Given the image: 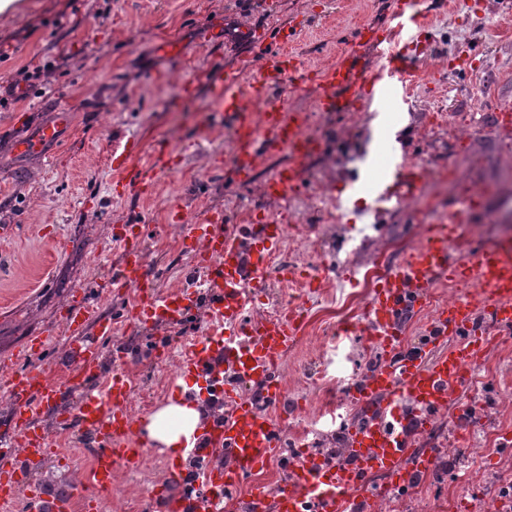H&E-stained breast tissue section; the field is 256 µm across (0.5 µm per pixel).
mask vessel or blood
<instances>
[{
	"mask_svg": "<svg viewBox=\"0 0 512 512\" xmlns=\"http://www.w3.org/2000/svg\"><path fill=\"white\" fill-rule=\"evenodd\" d=\"M304 27V20L295 19L272 34L243 31L257 67L231 75L218 69L207 79L213 108L223 113L230 129L231 165L239 181L251 179L259 154L288 153V164L261 186L271 199H288L304 187L306 163L320 149L308 131V111L288 108L277 93L283 80L302 68L291 47ZM426 28L420 0H397L388 27L358 26L350 46L311 83L316 110L377 112L386 100L407 99L412 73L407 55L396 45L424 35ZM370 48L378 52L380 66H372L366 57ZM52 112L51 120L16 143L15 154L40 155L58 141L70 122V110L58 102ZM136 150L130 140L112 154V168L121 174L112 184L113 197H125L133 187L151 196L159 174L175 170L168 145L158 144L146 163L133 167L129 159ZM391 175V184L373 195L368 208L373 217H381L386 205L416 200L427 177L425 170L402 164L394 165ZM475 205L469 196L463 209L439 214L424 240L373 289L365 322L348 329L349 334L369 337L384 355L383 364L364 372L349 389L350 402L361 412L360 421L348 429L352 462L325 465L308 457L275 489L257 476L282 446V426L271 412L285 395L275 367L279 357L299 343L304 310L291 303L279 316L256 318L248 306L255 291L269 281L268 258L281 245L280 225L267 219L228 224L222 214H205L187 235L190 277L163 293L146 269L141 247L145 226L115 225L112 241L122 256L112 285L136 289L139 295L127 320L174 328L185 323L200 302H207V336L186 346L169 384L176 391L185 382L198 385L202 398L217 397L226 407L172 454L171 472L179 484L195 483L196 496L152 490V512H235L242 501L250 512H360L373 496L375 476L412 478L417 462L427 459L412 445L413 430L424 429L435 414L452 408L472 411L465 397L473 367L491 345L487 327L512 329V239L459 257L450 250L462 235L465 214ZM447 279L473 282L476 290L437 311L425 342L405 347L404 316L425 311L435 286ZM63 319L69 373L62 382L52 381L40 368L16 370L11 361H0V392L9 398L8 425L0 431V501H15L28 466L47 455L51 439L45 418L53 412L88 437L92 468L87 482L72 485L67 501L33 492L25 512H66L73 503L94 512L117 472L135 466L153 449L141 434V419L129 412L132 381L125 354L115 353L109 376L100 374L101 342L112 335L111 318L80 295L67 306ZM252 384L261 400L245 394Z\"/></svg>",
	"mask_w": 512,
	"mask_h": 512,
	"instance_id": "vessel-or-blood-1",
	"label": "vessel or blood"
}]
</instances>
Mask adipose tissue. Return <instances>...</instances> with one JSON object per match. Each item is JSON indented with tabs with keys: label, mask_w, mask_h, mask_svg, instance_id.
Returning a JSON list of instances; mask_svg holds the SVG:
<instances>
[{
	"label": "adipose tissue",
	"mask_w": 512,
	"mask_h": 512,
	"mask_svg": "<svg viewBox=\"0 0 512 512\" xmlns=\"http://www.w3.org/2000/svg\"><path fill=\"white\" fill-rule=\"evenodd\" d=\"M211 413V408L196 401H173L148 415L146 430L157 444L175 449L179 447L182 439L190 437Z\"/></svg>",
	"instance_id": "1"
}]
</instances>
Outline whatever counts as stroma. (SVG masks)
<instances>
[{"label": "stroma", "mask_w": 512, "mask_h": 512, "mask_svg": "<svg viewBox=\"0 0 512 512\" xmlns=\"http://www.w3.org/2000/svg\"><path fill=\"white\" fill-rule=\"evenodd\" d=\"M0 14V359L33 363L59 379L66 362L61 313L76 290H84L102 313L117 315L136 299L134 291L109 287L99 261L119 263L112 227L140 222L149 233L143 249L159 289L178 286L191 265L181 248L188 225L218 211L228 224L258 219L295 224L272 267V285L257 293L254 309L284 305L288 278L321 275L324 286L305 297L308 322L300 344L278 360L287 383L273 413L286 421L289 446L318 450L344 434L358 410L343 397L346 386L379 361L362 336H341L340 323L364 320L372 291L363 272L397 266L420 239L413 213L433 218L480 192L481 211L470 222L463 252L512 238V123L497 113L512 104V0H422L428 15L431 56L416 61L412 95L401 114L363 113L361 125L346 116H316L320 151L307 169L303 190L285 200L265 197L260 184L288 154L263 156L249 182L235 178L223 113L214 111L206 73L250 65L239 45L224 41L225 25L275 30L295 18L307 21L293 49L308 79L335 63L362 23L385 26L396 0H19ZM29 68L32 77L19 71ZM194 94H186V84ZM64 101L71 124L47 156L18 157L14 143L50 119L51 104ZM466 118L476 132L457 138L449 116ZM211 135L199 140L198 130ZM381 133L406 154L429 156L434 177L421 197L373 220L362 206L336 211L361 175L358 154L369 133ZM137 140L143 152L166 141L178 155L174 174L158 179L154 193L113 199L115 148ZM185 222L169 223L172 207ZM339 223L341 235L320 236V224ZM372 225L364 233V225ZM207 306L175 328H139L118 322L105 342L102 375L113 353L133 354L128 372L134 397L148 406L168 402V374L150 354L159 340L177 352L181 339L200 336ZM54 334L48 349L29 356V337ZM480 374L485 404L457 426L454 412L437 415L415 442L436 449L434 469L400 500L397 512H448V500L464 493L468 512H486L512 484V339H500L485 355ZM46 429L57 450L30 476L48 494L69 489L88 470L76 433L48 415ZM163 456L146 457L137 480L116 474L120 492L101 498L100 512H130V505L166 484Z\"/></svg>", "instance_id": "35a3bbf8"}]
</instances>
